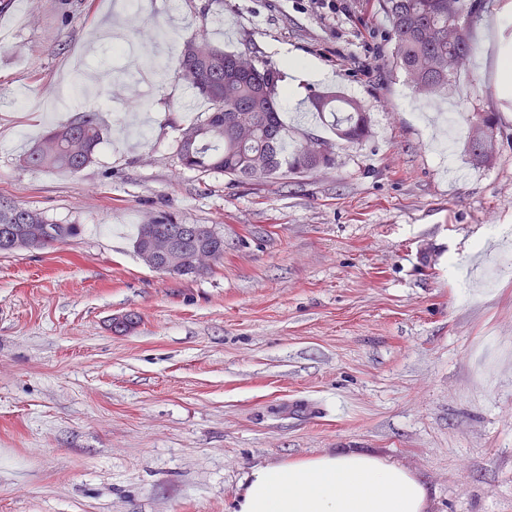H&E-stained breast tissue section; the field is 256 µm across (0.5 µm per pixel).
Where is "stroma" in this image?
I'll list each match as a JSON object with an SVG mask.
<instances>
[{
    "instance_id": "obj_1",
    "label": "stroma",
    "mask_w": 512,
    "mask_h": 512,
    "mask_svg": "<svg viewBox=\"0 0 512 512\" xmlns=\"http://www.w3.org/2000/svg\"><path fill=\"white\" fill-rule=\"evenodd\" d=\"M0 0V201L79 236L0 255V512H233L248 469L340 450L415 472L429 512H512V107L495 59L512 0L470 18L455 99L415 98L388 63L377 0ZM322 67L281 103L293 136L332 139L308 102L371 116L334 165L266 184L181 169L209 103L178 80L186 40ZM497 109L494 165L462 151ZM96 111L94 163L18 158ZM224 237L197 277L146 266L137 225ZM138 315L127 331L113 318Z\"/></svg>"
}]
</instances>
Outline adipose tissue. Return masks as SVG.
<instances>
[{
    "label": "adipose tissue",
    "instance_id": "1",
    "mask_svg": "<svg viewBox=\"0 0 512 512\" xmlns=\"http://www.w3.org/2000/svg\"><path fill=\"white\" fill-rule=\"evenodd\" d=\"M427 490L401 464L358 451L250 468L234 512H426Z\"/></svg>",
    "mask_w": 512,
    "mask_h": 512
}]
</instances>
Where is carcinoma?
<instances>
[{
  "label": "carcinoma",
  "mask_w": 512,
  "mask_h": 512,
  "mask_svg": "<svg viewBox=\"0 0 512 512\" xmlns=\"http://www.w3.org/2000/svg\"><path fill=\"white\" fill-rule=\"evenodd\" d=\"M392 25L394 51L390 64L401 71L419 98L442 96L454 86L459 68L476 51L465 18L483 8L481 0H379ZM177 77L186 87L205 97L209 112L181 129L176 156L182 168L208 175L222 174L235 181H269L301 177L334 162L333 147L324 140L305 139L288 149V128L279 116L280 71L271 64L257 65L248 53L217 48L204 39L184 43ZM310 103L317 112L333 116L336 139L360 146L369 133L370 120L360 103L333 91L318 92ZM499 113L475 112L469 121L463 147L471 163L491 166L497 160ZM103 140L95 114L84 111L44 134L20 158L21 165L42 170L78 172L92 163ZM31 224L49 229L43 248L77 234L75 224H53L38 212L0 202V253L14 251L12 243ZM208 249L212 261L224 258V236L203 242L186 238L188 261L183 276L194 270L193 257Z\"/></svg>",
  "instance_id": "1"
}]
</instances>
